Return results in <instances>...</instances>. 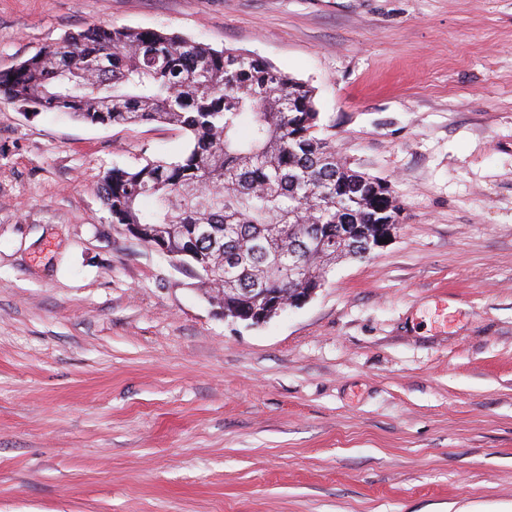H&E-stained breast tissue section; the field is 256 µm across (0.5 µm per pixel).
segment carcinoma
<instances>
[{"label":"carcinoma","instance_id":"1","mask_svg":"<svg viewBox=\"0 0 512 512\" xmlns=\"http://www.w3.org/2000/svg\"><path fill=\"white\" fill-rule=\"evenodd\" d=\"M0 100L92 125L180 128L174 157L114 167L99 192L114 224H166L178 260L224 267V287L312 288L336 263L368 258L399 224L391 184L347 167L323 136L314 89L265 59L175 33L90 25L8 71ZM302 269L288 280V265Z\"/></svg>","mask_w":512,"mask_h":512}]
</instances>
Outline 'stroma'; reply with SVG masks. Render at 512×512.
Instances as JSON below:
<instances>
[{
    "label": "stroma",
    "mask_w": 512,
    "mask_h": 512,
    "mask_svg": "<svg viewBox=\"0 0 512 512\" xmlns=\"http://www.w3.org/2000/svg\"><path fill=\"white\" fill-rule=\"evenodd\" d=\"M92 24L308 82L401 217L234 322L98 193L182 132L0 101V512H512V0H0V70Z\"/></svg>",
    "instance_id": "1"
}]
</instances>
